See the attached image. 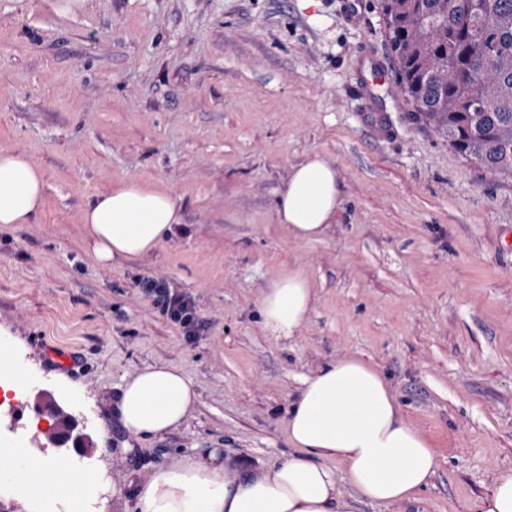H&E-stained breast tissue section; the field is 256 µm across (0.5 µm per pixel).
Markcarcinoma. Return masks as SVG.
<instances>
[{"label":"carcinoma","instance_id":"cac0c4a2","mask_svg":"<svg viewBox=\"0 0 512 512\" xmlns=\"http://www.w3.org/2000/svg\"><path fill=\"white\" fill-rule=\"evenodd\" d=\"M417 118L495 180L512 182V0H381Z\"/></svg>","mask_w":512,"mask_h":512}]
</instances>
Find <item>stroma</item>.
I'll return each mask as SVG.
<instances>
[{
    "mask_svg": "<svg viewBox=\"0 0 512 512\" xmlns=\"http://www.w3.org/2000/svg\"><path fill=\"white\" fill-rule=\"evenodd\" d=\"M0 0V147L24 152L47 188L38 223L0 228V343L26 401L0 427L30 457L93 463L67 512H132L134 482L215 449L252 464L291 450L301 379L355 358L382 371L407 422L439 454L427 512H478L512 469V184L466 162L417 119L403 90L363 111L361 49L393 64L378 0ZM321 155L341 207L296 243L275 205L291 167ZM140 179L176 197V244L138 263H97L81 212ZM297 270L313 309L295 336L262 326L272 280ZM188 294L196 337L139 284ZM200 397L183 426L143 439L113 405L157 361ZM69 414L84 446L30 432L42 404Z\"/></svg>",
    "mask_w": 512,
    "mask_h": 512,
    "instance_id": "1",
    "label": "stroma"
}]
</instances>
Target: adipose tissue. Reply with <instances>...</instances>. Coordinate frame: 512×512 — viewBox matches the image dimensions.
Wrapping results in <instances>:
<instances>
[{
  "label": "adipose tissue",
  "instance_id": "adipose-tissue-1",
  "mask_svg": "<svg viewBox=\"0 0 512 512\" xmlns=\"http://www.w3.org/2000/svg\"><path fill=\"white\" fill-rule=\"evenodd\" d=\"M43 172L16 150L0 148V227L37 223ZM339 176L321 156L294 165L279 193L276 220L294 241L321 237L340 208ZM182 222L171 193L129 179L82 210L84 238L102 264L137 262L170 240ZM270 334L289 338L307 320L312 290L301 274L277 277L260 304ZM199 401L180 368L157 361L125 379L115 404L123 428L142 438L177 431ZM294 455L253 466L208 452L205 460L161 467L136 486L135 512H356L357 502L426 512L419 493L438 453L403 417L383 373L354 358L326 363L304 378L285 423ZM342 466L350 493L336 485Z\"/></svg>",
  "mask_w": 512,
  "mask_h": 512
}]
</instances>
